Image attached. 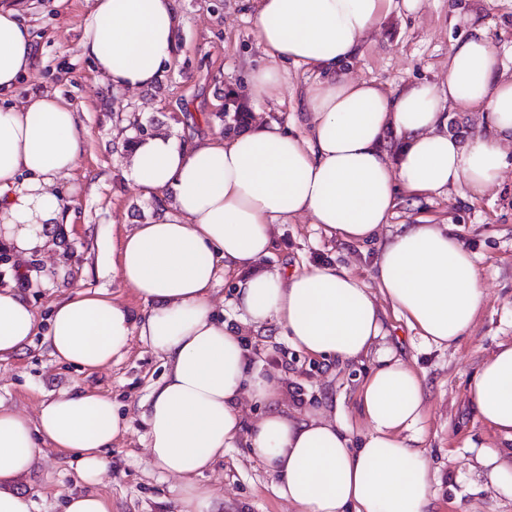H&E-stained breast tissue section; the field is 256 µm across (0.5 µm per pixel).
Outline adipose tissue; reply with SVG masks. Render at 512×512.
<instances>
[{
	"label": "adipose tissue",
	"instance_id": "1",
	"mask_svg": "<svg viewBox=\"0 0 512 512\" xmlns=\"http://www.w3.org/2000/svg\"><path fill=\"white\" fill-rule=\"evenodd\" d=\"M391 2L257 0L253 26L270 62L253 70L250 92L277 96L278 62L316 70L320 78L301 101L307 136L262 122L226 139L184 144L158 135L133 147V182L174 200L112 248L121 281L149 306L142 318L109 293H79L55 303L43 332L21 291L0 289L1 361L24 353L38 334L55 361L91 372L122 357L136 335L163 355L167 372L142 416L149 465L183 481L180 512H218L195 478L242 435L295 512H432L433 474L411 437L425 404L414 370L383 358L361 388L368 431L353 442L323 406L288 411L276 380L252 365L212 300L220 275L232 276L244 323L278 326L298 350L343 361L368 353L381 336L380 296L428 345L452 346L474 326L483 302L479 268L444 224H410L385 240L374 292L344 266L292 273L262 266L276 223L307 215L328 234L361 242L387 224L398 192L463 187L479 198L499 184L503 145L512 141V79L503 78L481 30L453 45L445 87L419 83L388 94L348 78ZM20 3L0 0V94L34 64ZM178 22L176 0H93L81 48L111 88L150 87L174 58ZM453 109L486 111L488 132L465 141L450 134ZM80 149L78 113L60 94L0 105V244L17 259L63 234L74 199L60 182ZM467 395L507 442L482 457L491 483L512 497V342L482 362ZM244 396L267 406L247 433ZM124 429L111 397L76 386L42 401L33 418L0 403V512H35L17 484L41 447L75 455L80 480L91 485Z\"/></svg>",
	"mask_w": 512,
	"mask_h": 512
}]
</instances>
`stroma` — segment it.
<instances>
[{"label": "stroma", "mask_w": 512, "mask_h": 512, "mask_svg": "<svg viewBox=\"0 0 512 512\" xmlns=\"http://www.w3.org/2000/svg\"><path fill=\"white\" fill-rule=\"evenodd\" d=\"M23 19L35 37V65L21 82L28 91H58L76 107L84 143L72 171L78 186L72 224L62 248H49L28 259L35 275L25 297L40 319H48L62 297L103 290L126 303L134 316L148 306L125 288L112 254V237L152 217L156 208L129 177L127 143L138 131L124 126L123 115L139 113L148 133L183 140L216 134L206 115L222 111L224 92H246L251 68L266 63L252 15L256 0H178L177 51L161 80L144 90L114 91L98 75L80 47L83 15L91 0H24ZM482 28L500 53L506 75H512V0H421L418 10L392 6L367 35L359 56L347 68L351 79L371 81L393 93L411 84L444 85L452 46ZM284 82L276 98L247 94L251 119L291 126L289 118L315 74L282 64ZM498 187L479 199L465 189L415 197L400 194L384 234L428 218L447 225L475 254L484 298L473 328L449 348L427 346L386 299L385 335L359 358L340 361L297 350L276 328L257 330L243 323L235 308L236 281L220 280L212 299L246 340L254 364L277 381L284 404L295 408L294 386L307 401L334 409L336 417L360 438L367 424L359 391L389 352L424 379L425 412L418 426L436 493V512H512V498L492 486L482 465L483 448L506 442L472 412L467 385L482 361L500 343L512 341V146ZM379 241L344 243L328 235L310 217L275 225L273 246L262 263L268 270L295 271L304 265L350 268L368 288H376ZM164 372V361L140 337L128 352L100 370L88 372L57 363L34 337L23 354L0 361V402L36 415L40 403L60 389L79 386L111 396L125 418L126 429L107 455L112 463L90 490L111 505L112 512H179L178 478L159 473L145 460L147 426L143 404ZM71 457L42 449L36 464L19 483L37 504V512H65L76 472ZM224 501V512H292L278 496L275 481L245 439L226 450L223 459L197 478Z\"/></svg>", "instance_id": "1"}]
</instances>
